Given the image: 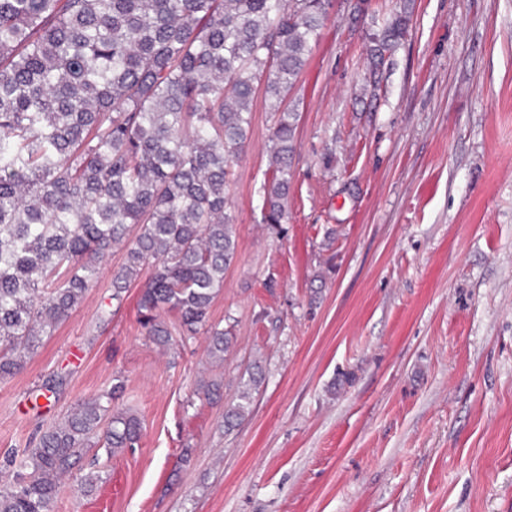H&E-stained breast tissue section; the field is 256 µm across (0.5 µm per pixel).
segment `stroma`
I'll return each mask as SVG.
<instances>
[{
	"mask_svg": "<svg viewBox=\"0 0 512 512\" xmlns=\"http://www.w3.org/2000/svg\"><path fill=\"white\" fill-rule=\"evenodd\" d=\"M333 0L288 95L299 115L284 234L262 220L273 115L231 164L237 257L211 308L236 337L220 397L203 336L162 353L97 283L0 378L5 458L79 400H115L138 448L78 459L51 512H512V0ZM409 9L373 67L370 34ZM261 362L244 420L224 410ZM68 377L55 392L57 371ZM103 481L88 496L91 472Z\"/></svg>",
	"mask_w": 512,
	"mask_h": 512,
	"instance_id": "1",
	"label": "stroma"
}]
</instances>
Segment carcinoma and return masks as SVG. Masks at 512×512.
Returning a JSON list of instances; mask_svg holds the SVG:
<instances>
[{"instance_id": "1", "label": "carcinoma", "mask_w": 512, "mask_h": 512, "mask_svg": "<svg viewBox=\"0 0 512 512\" xmlns=\"http://www.w3.org/2000/svg\"><path fill=\"white\" fill-rule=\"evenodd\" d=\"M332 0H0V378L22 371L116 247L112 300L150 269L140 323L165 348L206 336L224 365L230 329L210 321L238 242L227 208L258 87L273 112L263 221L281 232L297 113L286 104ZM403 9L370 38L384 58ZM264 380L253 364L224 428ZM124 382L78 401L39 432L0 484V512H51L61 478L92 447L138 444L141 419L112 409Z\"/></svg>"}]
</instances>
